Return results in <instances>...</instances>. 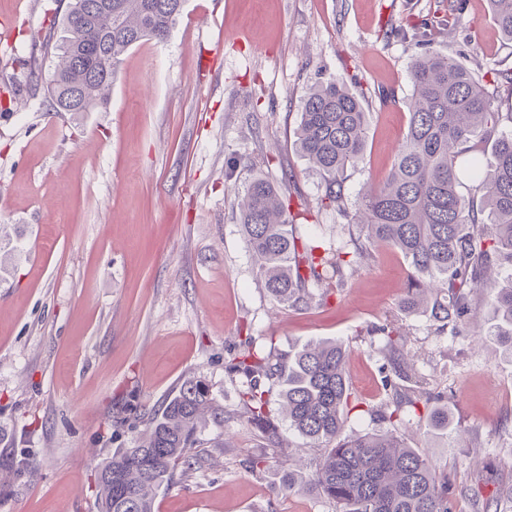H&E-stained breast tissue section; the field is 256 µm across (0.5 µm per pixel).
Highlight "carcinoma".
I'll return each mask as SVG.
<instances>
[{"label": "carcinoma", "mask_w": 512, "mask_h": 512, "mask_svg": "<svg viewBox=\"0 0 512 512\" xmlns=\"http://www.w3.org/2000/svg\"><path fill=\"white\" fill-rule=\"evenodd\" d=\"M185 0H71L65 36L46 42L54 57L48 87L56 112L80 115L108 104L122 56L136 43L163 42ZM499 35L512 41V0H489ZM413 94L407 132L385 181L359 196L350 223L358 228L354 248H325L296 235L286 201L268 178L252 174L241 198L240 221L256 277L279 302L293 308L325 302L317 286L355 270L376 244L399 251L409 262L400 309L448 324L470 314L465 289L481 291L493 309L480 335L493 340L512 361V130L496 139L487 168L470 163L474 191L485 218L459 191L457 159L480 129L502 121L484 77L454 57L427 52L411 66ZM367 117L348 85L336 78L308 89L296 146L323 178V206L341 207L343 175L363 158ZM386 336V358L396 380L393 409L375 411L383 427L361 436L344 434L353 409L342 343L322 341L288 352H265L246 341L229 366L240 377L238 397L248 421L272 448L283 447L268 416L272 395L288 427L323 449L311 475L288 472L289 490H317L340 512H448V475L417 448L405 445L404 410H429L432 425L448 433V408L404 375V350L395 329ZM224 423V408L201 380L187 379L162 410L149 418L133 448H117L99 465L98 512H154L155 491L171 479L197 441L205 415Z\"/></svg>", "instance_id": "1"}]
</instances>
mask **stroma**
I'll return each instance as SVG.
<instances>
[{
    "instance_id": "stroma-1",
    "label": "stroma",
    "mask_w": 512,
    "mask_h": 512,
    "mask_svg": "<svg viewBox=\"0 0 512 512\" xmlns=\"http://www.w3.org/2000/svg\"><path fill=\"white\" fill-rule=\"evenodd\" d=\"M69 0H0V512H97L96 466L131 447L184 380L208 384L223 425L205 421L189 465L155 495V512H337L284 475L310 473L319 449L289 436L268 447L238 401L229 365L246 338L285 351L339 340L359 404L346 431L377 429L389 402L374 326L402 335L411 375L441 395L447 436L413 421L409 447L447 470L451 512H512V362L456 320L439 326L397 306L409 264L388 246L343 280L326 305L280 304L255 277L239 220L249 173L290 201L296 231L352 249L348 214L382 183L403 141L410 62L440 51L481 72L512 71L488 0H185L167 41L123 57L107 109L53 111L43 43ZM361 80L364 159L341 209L296 146L305 91ZM265 455L251 471L248 460Z\"/></svg>"
}]
</instances>
